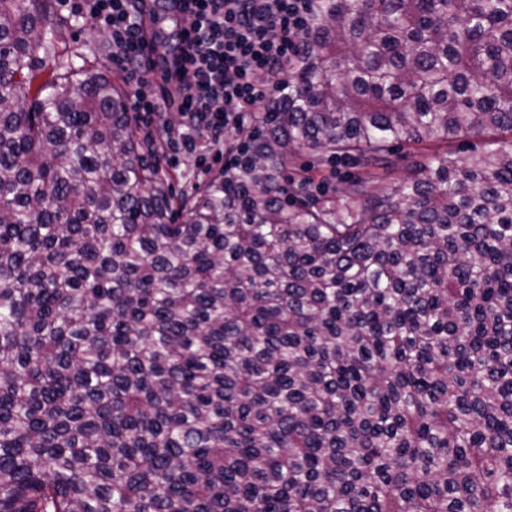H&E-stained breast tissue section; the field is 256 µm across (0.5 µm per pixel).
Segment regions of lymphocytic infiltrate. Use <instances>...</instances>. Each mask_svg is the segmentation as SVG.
<instances>
[{"label":"lymphocytic infiltrate","instance_id":"obj_1","mask_svg":"<svg viewBox=\"0 0 512 512\" xmlns=\"http://www.w3.org/2000/svg\"><path fill=\"white\" fill-rule=\"evenodd\" d=\"M185 17L193 37L178 41L163 68L166 89L142 54L145 21L131 0H59L106 36L113 67L125 74L137 123L161 124L166 141L191 153L201 131L212 138L214 160L232 165L224 133L247 130L282 92L278 75L304 46L311 0H191Z\"/></svg>","mask_w":512,"mask_h":512}]
</instances>
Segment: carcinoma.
Instances as JSON below:
<instances>
[{
    "mask_svg": "<svg viewBox=\"0 0 512 512\" xmlns=\"http://www.w3.org/2000/svg\"><path fill=\"white\" fill-rule=\"evenodd\" d=\"M53 13L0 0V512H512V0H311L178 199ZM361 173V170L350 161H336L327 164L319 169H308V158L302 154L294 159V162L288 166V179H299L303 176L310 178L314 186L321 184L329 188H341L351 177ZM314 186L312 190H315Z\"/></svg>",
    "mask_w": 512,
    "mask_h": 512,
    "instance_id": "carcinoma-1",
    "label": "carcinoma"
}]
</instances>
